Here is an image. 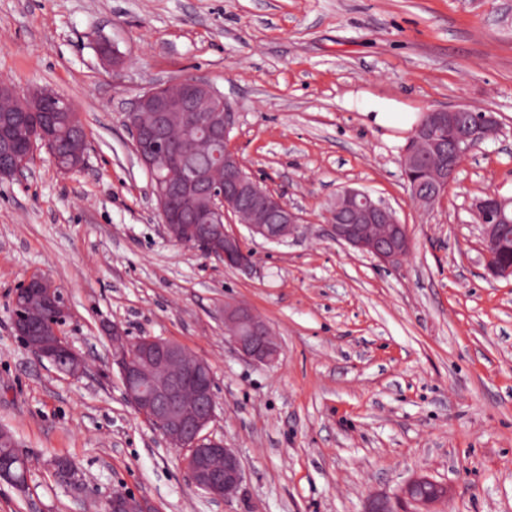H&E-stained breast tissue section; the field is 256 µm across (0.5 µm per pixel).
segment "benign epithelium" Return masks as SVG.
I'll use <instances>...</instances> for the list:
<instances>
[{
    "label": "benign epithelium",
    "mask_w": 512,
    "mask_h": 512,
    "mask_svg": "<svg viewBox=\"0 0 512 512\" xmlns=\"http://www.w3.org/2000/svg\"><path fill=\"white\" fill-rule=\"evenodd\" d=\"M100 45L109 52L100 60L117 73L124 57L108 41ZM25 99L23 112L36 111V105L60 101L59 94L34 89ZM192 113L200 114L197 133L201 148H214L215 168L184 166L183 157L169 135ZM236 113L224 97L209 84L196 78H185L151 88L140 95L133 108L125 113L134 151L149 174L160 168L176 169V181H168L155 192L167 237L178 244L192 247L208 258L247 270L251 259L238 257L241 239L224 226L228 215L246 225L251 236L268 242H282L295 235L301 217L282 197L246 173L231 143L230 134ZM448 125L456 133L448 145L434 135V129ZM501 124L495 113L461 103L424 113L414 127L401 156L403 174L412 169L431 168L430 177L412 187L413 202L422 207L434 206L448 192L464 160L485 141L497 136ZM27 155L20 162L7 164L4 157L14 155V144L0 141V177L12 178L26 168L35 151L45 148L56 157L50 135L37 129L27 135ZM471 210L477 223L484 225L482 242L486 268L498 277L512 276V264L496 261L495 245L512 230V197L487 191L473 200ZM332 238L368 254L387 265L400 263L410 251L406 225L396 212L366 191L345 188L336 194L330 211ZM57 286L46 277L29 279L13 299L15 330L25 345L41 361H47L63 372L78 376L84 371V360L63 337L36 334L22 309L35 299L52 312ZM224 319L232 343L243 356L271 363L278 348L268 324L248 309L227 305ZM117 345L112 363L117 367L125 394L131 406L159 432L172 448L184 452L183 465L192 483L215 501L231 499L241 488L245 474L240 456L224 442L205 433L215 419L216 397L213 377L206 362L189 354L181 345L156 337H142L133 342L114 323L109 329ZM431 482L426 476L413 478L404 488L405 497L415 506L413 512H431L430 507L446 494L444 486L434 484L436 495H420L416 490ZM108 512H153L145 500L116 492L108 503Z\"/></svg>",
    "instance_id": "obj_1"
}]
</instances>
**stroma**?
<instances>
[{"mask_svg": "<svg viewBox=\"0 0 512 512\" xmlns=\"http://www.w3.org/2000/svg\"><path fill=\"white\" fill-rule=\"evenodd\" d=\"M189 76L223 95L246 171L303 219L280 243L230 224L246 271L167 238L125 126L144 91ZM1 81L70 99L89 150L68 174L42 152L0 179V428L29 465L26 489L0 480V512H106L118 490L157 512H364L416 474L447 487L437 512H512V277L489 276L470 211L486 191L512 196V0H0ZM461 102L502 130L421 208L401 153L425 112ZM346 187L406 224L401 263L331 239ZM34 275L63 293L80 377L14 332L13 291ZM228 302L275 331L276 363L234 350ZM112 323L209 365L208 432L245 469L230 502L198 490L126 401ZM59 457L80 487L57 476Z\"/></svg>", "mask_w": 512, "mask_h": 512, "instance_id": "obj_1", "label": "stroma"}]
</instances>
